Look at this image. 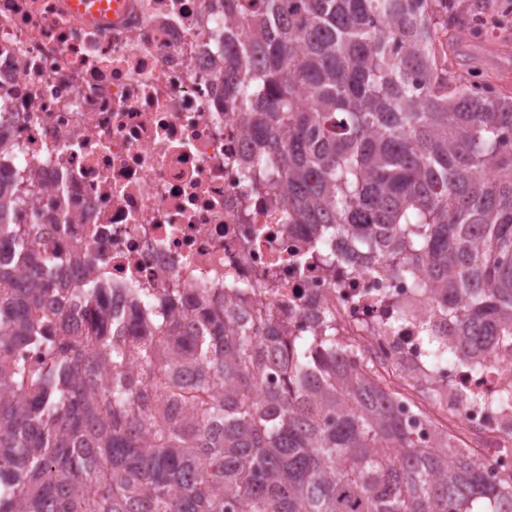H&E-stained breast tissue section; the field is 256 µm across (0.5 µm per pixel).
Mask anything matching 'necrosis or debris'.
I'll return each mask as SVG.
<instances>
[{"mask_svg":"<svg viewBox=\"0 0 512 512\" xmlns=\"http://www.w3.org/2000/svg\"><path fill=\"white\" fill-rule=\"evenodd\" d=\"M215 0H122L109 25L70 0H0V176L33 179L37 248L74 285L112 282V315L128 289L176 288L240 315H272L310 336L325 317L407 386L398 410L421 444L458 420L492 468L512 470V329L474 373L432 362L423 322L448 319L414 279L371 260L328 271L309 225L291 223L249 175L253 141L224 94V46L241 42ZM80 254L82 266L71 263Z\"/></svg>","mask_w":512,"mask_h":512,"instance_id":"1","label":"necrosis or debris"}]
</instances>
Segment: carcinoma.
Listing matches in <instances>:
<instances>
[{"instance_id": "obj_1", "label": "carcinoma", "mask_w": 512, "mask_h": 512, "mask_svg": "<svg viewBox=\"0 0 512 512\" xmlns=\"http://www.w3.org/2000/svg\"><path fill=\"white\" fill-rule=\"evenodd\" d=\"M223 2L248 34L245 52L224 46V92L288 216L348 243L330 265L423 271L454 328L434 360L483 370L512 326V98L461 67L448 0ZM34 194L0 184V236L35 243L9 223ZM47 263L0 272V512H512V470L447 439L420 447L333 320L314 336L267 317L230 329L226 301L198 334L156 315L194 308L184 294L134 288L127 330L106 280L46 288Z\"/></svg>"}]
</instances>
